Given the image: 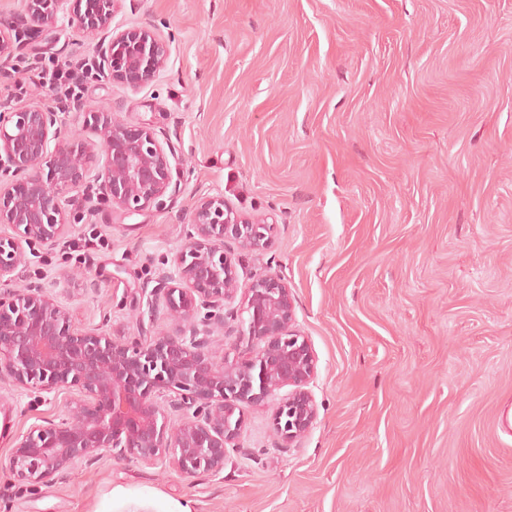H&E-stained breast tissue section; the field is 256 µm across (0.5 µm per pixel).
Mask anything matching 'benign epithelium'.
<instances>
[{"instance_id": "7a95c632", "label": "benign epithelium", "mask_w": 512, "mask_h": 512, "mask_svg": "<svg viewBox=\"0 0 512 512\" xmlns=\"http://www.w3.org/2000/svg\"><path fill=\"white\" fill-rule=\"evenodd\" d=\"M123 0H18L0 11V58L13 35L50 31L64 22L95 46L103 76L131 88L157 78L169 47L149 27L114 32ZM177 148L151 128L127 124L101 106L84 105L74 124L35 103L0 112V383L37 393L71 395L62 414L19 433L6 470L29 488L53 484L104 456L167 463L184 478L216 476L229 451L240 448L246 405L271 407L290 445L312 428L317 410L308 390L316 375L311 343L294 329L288 284L255 274L240 305L239 272L225 243L268 248V216H247L221 195L196 203L185 239L146 305L170 321L161 336L113 337L107 319L73 320L67 305L28 283L12 288L31 248L52 251L77 230L68 211L74 197L95 187L97 199L125 215L181 192L173 166ZM251 338L241 350L211 345L216 332ZM288 388V393L279 392Z\"/></svg>"}]
</instances>
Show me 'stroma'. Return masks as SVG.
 Instances as JSON below:
<instances>
[{
	"instance_id": "stroma-1",
	"label": "stroma",
	"mask_w": 512,
	"mask_h": 512,
	"mask_svg": "<svg viewBox=\"0 0 512 512\" xmlns=\"http://www.w3.org/2000/svg\"><path fill=\"white\" fill-rule=\"evenodd\" d=\"M146 22L169 45L162 75L92 79L81 98L163 132L182 192L124 218L76 203V251L36 252L25 277L78 323L158 336L166 321L131 304L170 268L195 201L273 215L238 272L287 282L317 417L286 448L268 409L244 407L215 477L106 457L33 491L3 462L66 397L2 384L0 512H94L115 486L193 512H512V0H124L112 26ZM93 54L65 26L19 37L0 111H59L35 62Z\"/></svg>"
}]
</instances>
